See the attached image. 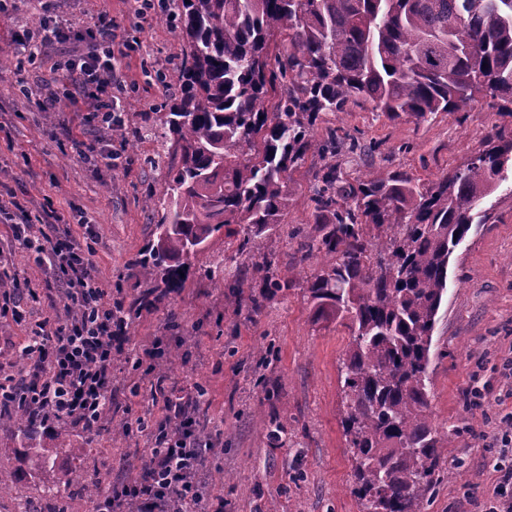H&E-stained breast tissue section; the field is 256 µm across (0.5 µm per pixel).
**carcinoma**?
<instances>
[{"mask_svg": "<svg viewBox=\"0 0 512 512\" xmlns=\"http://www.w3.org/2000/svg\"><path fill=\"white\" fill-rule=\"evenodd\" d=\"M177 10L181 97L166 125L179 160L156 239L133 269L174 288L185 260L216 232L278 227L291 171L317 153L324 163L314 171L312 217L321 235L300 251L303 260L329 257L310 279L309 302L316 319L350 336L341 378L353 493L365 512H425L451 436L428 412L433 332L451 258L512 170V129L499 128L462 167L428 183L401 170L352 183L336 155L358 141L334 129L319 142L313 130L360 100L392 120L422 122L465 112L482 93L512 117V0H177ZM279 77L288 82L273 103ZM213 284L225 304L254 310L291 287L272 273L248 297L240 278ZM138 433L127 421L112 425V441L128 447ZM57 454L23 449L27 469L0 468V498L33 473L43 477L44 504L25 512L68 506L61 490L75 483L100 502L99 483L55 469Z\"/></svg>", "mask_w": 512, "mask_h": 512, "instance_id": "1", "label": "carcinoma"}]
</instances>
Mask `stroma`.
<instances>
[{"label":"stroma","mask_w":512,"mask_h":512,"mask_svg":"<svg viewBox=\"0 0 512 512\" xmlns=\"http://www.w3.org/2000/svg\"><path fill=\"white\" fill-rule=\"evenodd\" d=\"M102 5L120 35L137 44L117 63L112 93L124 112L110 140L112 165L80 157L83 142L98 134L82 102L51 123L37 108L40 93L59 81L53 61L84 52L85 41L77 36L50 47L45 58L14 67L0 81V195L15 196L24 207L14 221L0 220V276L25 280L36 291L0 312V385L16 374L17 358L37 325L64 319L61 298L46 289L49 273L12 237V222L29 218L34 231L69 232L87 244L99 279L125 303L155 292L154 308L133 316L127 351H142L155 340L170 346L180 331L196 337L173 368L157 367L135 395L130 366L116 357L112 407L97 432L71 424L59 437L38 430V441L59 451L57 469L83 468L111 492L150 448L144 438L133 448L113 446V421L148 416L151 388H171L181 400H201L196 434L211 445L209 467L224 472L223 482L209 486L223 496L224 512H362L341 425L340 367L349 337L336 322L313 316L307 286L322 257H295L294 231L320 234L310 221L319 156L308 154L293 172L292 200L276 232L254 238L240 225L232 237L216 234L205 251L189 257L178 288L156 289L136 278L130 264L152 240L157 220L142 202L151 196L167 204L165 181L178 161L164 132L166 113L180 95L183 45L167 13L141 17L133 0ZM499 121L485 98L473 102L467 120L440 113L422 123L391 121L373 103L361 102L323 116L313 135L320 141L341 129L363 145V152L336 159L348 180L399 167L430 182L463 165ZM482 208L485 222L473 225L456 251L455 277L433 336L430 410L436 425L456 436L443 451L445 471L427 512H487L504 469L512 467V450L499 441L512 427V180L489 194ZM267 262L291 275L292 288L264 299L257 312L225 306L211 276L243 272L255 294ZM269 345L274 352L268 356ZM200 385L202 397L196 394ZM276 418L286 428L275 440L267 426Z\"/></svg>","instance_id":"35a3bbf8"}]
</instances>
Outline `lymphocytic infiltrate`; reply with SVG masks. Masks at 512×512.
<instances>
[{"mask_svg": "<svg viewBox=\"0 0 512 512\" xmlns=\"http://www.w3.org/2000/svg\"><path fill=\"white\" fill-rule=\"evenodd\" d=\"M94 23L85 32L86 53L58 63L60 88L48 97L50 106L82 97L94 110L100 134L86 142V158L112 161L108 131L120 126L122 113L110 89L116 78L115 55H128L131 44L121 39L110 14L95 9ZM14 237L35 255L36 263L55 277L65 307H78L65 325L34 332L27 349L31 355L27 414L31 424L48 428L67 421L93 431L103 407L112 397V364L124 353L123 326L117 318L124 302L100 284L91 253L72 234L32 235L28 225L13 227ZM194 417L180 403L165 398L149 439L143 462L147 474L138 487L120 484L96 512H125V503L137 497L144 512H224V499L203 490L199 482L202 451L192 443Z\"/></svg>", "mask_w": 512, "mask_h": 512, "instance_id": "obj_1", "label": "lymphocytic infiltrate"}]
</instances>
